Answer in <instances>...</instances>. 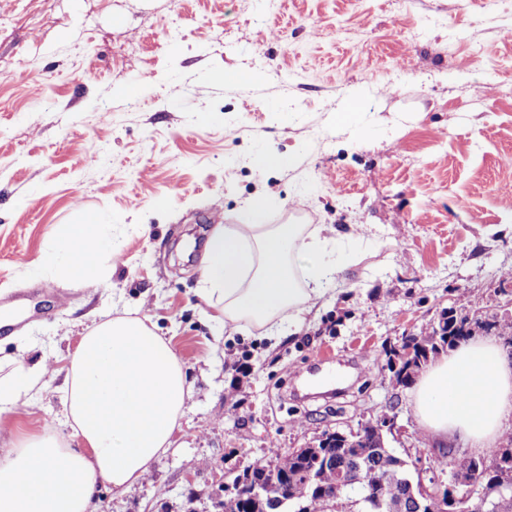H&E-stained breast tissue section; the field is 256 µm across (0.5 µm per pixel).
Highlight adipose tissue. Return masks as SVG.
Segmentation results:
<instances>
[{
  "label": "adipose tissue",
  "instance_id": "ef3b65f1",
  "mask_svg": "<svg viewBox=\"0 0 512 512\" xmlns=\"http://www.w3.org/2000/svg\"><path fill=\"white\" fill-rule=\"evenodd\" d=\"M43 268L93 287L100 257L116 249L103 225L61 229ZM337 238L327 226L272 224L262 201L245 223L212 233L200 274V294L217 301L225 330L243 324L269 333L298 327L338 271ZM303 260L295 275L292 253ZM24 347L7 354L0 377V415L19 416L45 368L29 365ZM62 417L70 432L17 442L0 456V512H95L98 485L123 491L144 479L173 444L191 387L170 343L139 317L118 316L85 332L66 368ZM415 416L433 445L460 439L473 452L494 447L512 416V355L489 339L458 344L421 373L413 391Z\"/></svg>",
  "mask_w": 512,
  "mask_h": 512
}]
</instances>
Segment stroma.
<instances>
[{
    "label": "stroma",
    "mask_w": 512,
    "mask_h": 512,
    "mask_svg": "<svg viewBox=\"0 0 512 512\" xmlns=\"http://www.w3.org/2000/svg\"><path fill=\"white\" fill-rule=\"evenodd\" d=\"M511 86L512 0H0V340L48 369L0 454L65 433L71 354L126 314L170 339L193 394L150 475L101 486L96 512H217L272 447L385 412L398 455L428 447L385 351L446 312L512 314ZM261 196L269 223L353 237L276 341L226 336L197 291L196 234ZM67 224L122 246L98 287L38 266Z\"/></svg>",
    "instance_id": "1"
}]
</instances>
